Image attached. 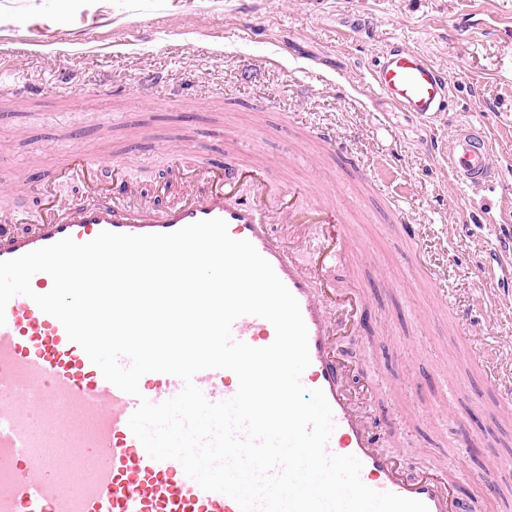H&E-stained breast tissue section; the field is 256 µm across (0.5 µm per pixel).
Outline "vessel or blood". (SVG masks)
I'll list each match as a JSON object with an SVG mask.
<instances>
[{
	"label": "vessel or blood",
	"instance_id": "b4317fda",
	"mask_svg": "<svg viewBox=\"0 0 512 512\" xmlns=\"http://www.w3.org/2000/svg\"><path fill=\"white\" fill-rule=\"evenodd\" d=\"M370 76L381 95L425 122H437L446 110L448 75L423 53L391 44L377 57ZM302 136L320 143L328 154L341 150L339 136L329 127L308 123ZM447 156L454 179L469 191H490L505 182L482 125L461 123ZM176 160L186 181L203 182L207 188L175 191L160 206L133 188L125 155L113 157L107 186L99 191L98 160L81 148L71 149L58 174L83 183L84 196L62 203L47 191L39 213L22 203L1 217L0 261L67 237L85 243L103 231L171 233L198 221L223 219L230 236L252 243L299 303L310 354L301 382L306 389L322 390L332 408L335 429L328 451L355 455L365 485L422 501L428 512H482L481 493L464 492L459 474L448 465L450 455L477 439L459 417L449 416L447 432L427 449L423 464L407 452L383 449L396 437L373 403L380 387L337 349V310H344L352 330H361L368 322L367 303L358 290L333 297L324 288L348 247V232L332 195L315 197L305 185L285 184L293 204L284 221L297 229L290 240L275 234L265 220L267 180L261 167L243 158L210 159L203 147L194 157L180 154ZM392 213L412 249L414 266L434 288H441L445 276L428 265L418 229L407 223L401 206ZM307 243L317 259L308 270L294 257ZM452 315L458 343L468 350L472 369L484 377V403L512 406V364L503 365L492 349L472 338L465 311L456 308ZM232 337L265 347L275 330L264 318L244 315L233 322ZM193 383L212 403L230 399L238 390L236 375L225 369L200 371ZM139 387L136 397L108 382L57 318L43 312L32 297L12 298L0 325V512H240L232 498L204 491L179 461L152 459L128 426L140 398L164 402L182 391L183 381L154 373L141 379Z\"/></svg>",
	"mask_w": 512,
	"mask_h": 512
}]
</instances>
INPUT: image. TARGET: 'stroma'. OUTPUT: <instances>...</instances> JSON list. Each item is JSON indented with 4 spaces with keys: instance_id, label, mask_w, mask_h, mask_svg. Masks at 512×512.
<instances>
[{
    "instance_id": "stroma-1",
    "label": "stroma",
    "mask_w": 512,
    "mask_h": 512,
    "mask_svg": "<svg viewBox=\"0 0 512 512\" xmlns=\"http://www.w3.org/2000/svg\"><path fill=\"white\" fill-rule=\"evenodd\" d=\"M389 42L447 72L451 106L440 125L371 88L370 68ZM0 73L34 88L0 96V215L24 176L50 180L60 201L80 197L81 184L55 176L64 154L76 144L108 162L130 128L139 132L128 142L130 178L165 202L176 163L164 138L217 155L236 128L275 181L334 183L337 205L352 212L353 256L338 285L362 292L372 322L341 336L339 348L377 379L378 410L402 444L433 447L456 414L484 440L449 460L474 488L495 455L512 452V418L477 404L466 358L455 364L458 394L450 377L436 378L455 345L448 313L408 262L388 198L371 187L383 182L419 225L429 264L445 271L478 338L512 355V280L479 274L490 251L512 243V194L470 193L444 158L455 126L480 121L512 182V0H0ZM294 115L336 129L345 153L303 162L318 148L298 140Z\"/></svg>"
}]
</instances>
